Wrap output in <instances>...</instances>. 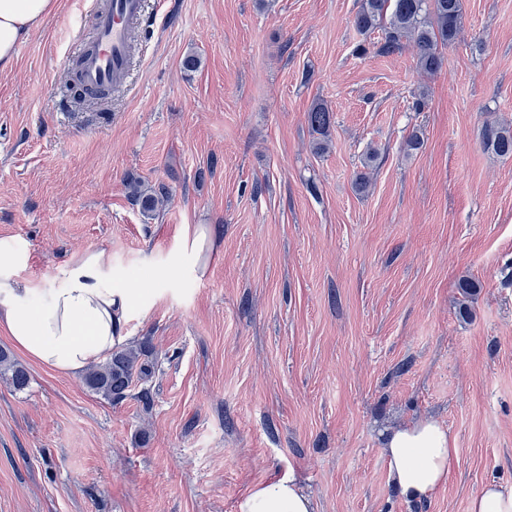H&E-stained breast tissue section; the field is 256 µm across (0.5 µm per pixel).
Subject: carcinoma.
Here are the masks:
<instances>
[{
  "mask_svg": "<svg viewBox=\"0 0 512 512\" xmlns=\"http://www.w3.org/2000/svg\"><path fill=\"white\" fill-rule=\"evenodd\" d=\"M462 0H363L353 17V26L359 34L369 36L381 31L382 37L372 43L380 54L402 51L410 44L415 49L417 67L425 74L441 69L443 49L454 44L461 25ZM308 124L315 135L314 149L318 153L329 148L332 112L321 105H314L308 112ZM483 144L498 156H512V128L496 124L485 125ZM378 159L370 151L363 159V170L355 177V188L364 192L370 185L369 170ZM130 196L141 211L149 215L168 197V190L161 185L154 190L142 188L141 181L128 184ZM152 355L146 346L139 349L127 347L112 351L101 363L86 374L88 388L104 399L119 403L127 398L131 387L151 374V365L145 358ZM0 368L11 373L13 386L23 390L28 386L27 371L0 349Z\"/></svg>",
  "mask_w": 512,
  "mask_h": 512,
  "instance_id": "1",
  "label": "carcinoma"
}]
</instances>
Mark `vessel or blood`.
Masks as SVG:
<instances>
[{
	"label": "vessel or blood",
	"mask_w": 512,
	"mask_h": 512,
	"mask_svg": "<svg viewBox=\"0 0 512 512\" xmlns=\"http://www.w3.org/2000/svg\"><path fill=\"white\" fill-rule=\"evenodd\" d=\"M143 14V0H96L95 36L79 56L83 87L90 91L122 86L128 77L132 31Z\"/></svg>",
	"instance_id": "b4317fda"
}]
</instances>
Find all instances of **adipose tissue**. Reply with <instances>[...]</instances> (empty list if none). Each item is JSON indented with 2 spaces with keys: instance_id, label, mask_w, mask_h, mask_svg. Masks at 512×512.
Wrapping results in <instances>:
<instances>
[{
  "instance_id": "1",
  "label": "adipose tissue",
  "mask_w": 512,
  "mask_h": 512,
  "mask_svg": "<svg viewBox=\"0 0 512 512\" xmlns=\"http://www.w3.org/2000/svg\"><path fill=\"white\" fill-rule=\"evenodd\" d=\"M56 8L57 0H0V72L13 67L18 45ZM21 262L18 251H0V329L25 356L77 376L124 342L123 321L138 295L106 286L111 261L105 250L86 251L58 288L20 283L14 271ZM455 451L447 428L434 420L392 430L382 447L388 478L409 501L446 483ZM238 512H312V504L293 478H277L242 497Z\"/></svg>"
}]
</instances>
